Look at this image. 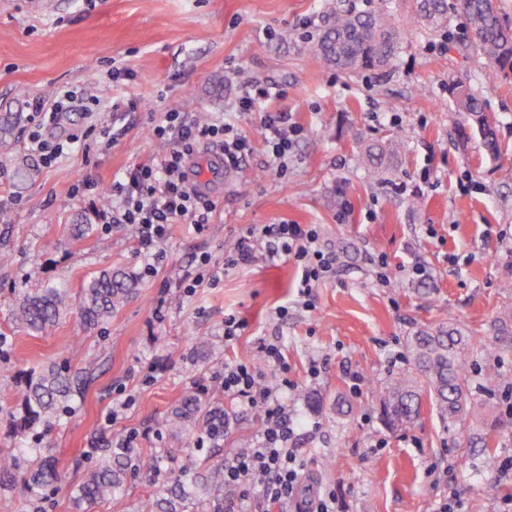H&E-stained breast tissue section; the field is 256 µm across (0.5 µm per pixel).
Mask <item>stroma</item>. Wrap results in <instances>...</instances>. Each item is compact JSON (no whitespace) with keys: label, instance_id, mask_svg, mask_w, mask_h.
<instances>
[{"label":"stroma","instance_id":"1","mask_svg":"<svg viewBox=\"0 0 512 512\" xmlns=\"http://www.w3.org/2000/svg\"><path fill=\"white\" fill-rule=\"evenodd\" d=\"M365 11L371 0H0V118H15L14 151L0 157V448L35 446V434L14 435L11 413L20 404L13 378L45 359L93 366L95 379L48 439L67 482L95 467L98 437L135 433L141 448L167 455L160 471L129 469L124 494L92 512H157L154 503L189 449L186 437L160 434L158 425L187 388L207 393L228 420L219 448L199 456L228 459L253 447L260 414L214 391L211 375L256 355L261 340L280 345L291 388L283 398L298 424L295 447L307 480L335 489L342 512H434L454 497L458 512H512L479 493L496 483L512 458V418L502 393L486 396V375L512 378V355L477 359L470 368L476 413L453 431L443 428L429 398L413 425L388 429L379 415V388L407 365L406 339L421 329L453 325L492 341L491 325L512 280V72L490 76L463 16L429 34L408 27L410 0H389L404 36L388 73H344L316 64L312 49L328 24V2ZM279 95L305 135L277 173L264 145L259 113L237 112L244 83ZM469 86L497 119L499 152L453 97ZM98 101L89 114L68 113L50 129L62 138L90 125L113 127L114 139L92 134L56 166L40 165L28 145L29 104L52 102L61 87ZM134 98L120 122L112 101ZM234 125L254 151L224 180L208 230L175 225L158 277L141 278L134 237L117 226L100 230L112 204L106 188L160 153L150 135L163 113ZM372 143L386 147L379 169L357 157ZM83 182L96 188L82 194ZM347 223H339L342 208ZM87 215L94 231L68 237ZM315 224L338 257L335 277L314 288L310 303L297 295L294 262L259 260L225 271L193 297L161 295L159 281L174 277L196 256L223 262L224 253L267 224ZM119 267L139 274L128 301L102 328L82 334L67 316L50 335L29 337L9 320L14 299L30 279L79 288L92 272ZM422 274H414V267ZM386 270L388 283L377 274ZM166 301V318L152 309ZM287 307L278 319V307ZM247 323L224 338V317ZM210 339L208 357H195V337ZM160 367L147 374L151 359ZM321 374L310 379V362ZM360 379V392L351 389ZM129 401L117 421L113 404Z\"/></svg>","mask_w":512,"mask_h":512}]
</instances>
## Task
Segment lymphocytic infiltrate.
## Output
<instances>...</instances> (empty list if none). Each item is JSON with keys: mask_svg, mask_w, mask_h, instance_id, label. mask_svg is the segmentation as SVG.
<instances>
[{"mask_svg": "<svg viewBox=\"0 0 512 512\" xmlns=\"http://www.w3.org/2000/svg\"><path fill=\"white\" fill-rule=\"evenodd\" d=\"M267 91L243 92L237 101L239 111H261L264 140L275 163L285 164L295 140L303 129L293 121L290 112L281 109H261ZM90 97L74 89L60 88L53 103L43 100L32 103L33 125L28 140L31 151L43 166L55 165L67 154L71 145L85 139V132L69 134L60 141L46 137L47 127L59 124L63 115L76 107L90 104ZM155 140L164 143L165 152L129 172L126 180L113 181L109 188L119 205L110 221L135 229L137 250L145 258L143 272L148 277L157 274L156 264L162 257L171 228L184 224L194 232H203L211 221L215 205L194 192L187 181L185 160L198 144L206 142L221 148L224 162L239 167L243 158L252 154L250 140L234 126L221 121L199 123L181 112H168L152 129ZM268 259H292L301 272L298 295L310 297L313 288L336 272L337 256L320 241L313 224H268L260 233L237 240L233 250L216 264L210 256L196 257L174 280L160 283L162 291L177 290L192 296L197 288L219 282L224 270L253 263L257 256ZM259 351L265 364L280 372L279 384H266L254 363L242 360L215 371L213 381L225 395L240 400L262 415V430L253 447L241 449L224 465V485L232 500L224 504V512H239V504L253 494H261L271 504L279 505L299 498L304 477V464L290 443L295 437L296 423L284 402L281 391L288 387V366L278 344L260 343Z\"/></svg>", "mask_w": 512, "mask_h": 512, "instance_id": "f902f5d3", "label": "lymphocytic infiltrate"}]
</instances>
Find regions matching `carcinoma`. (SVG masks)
<instances>
[{
	"mask_svg": "<svg viewBox=\"0 0 512 512\" xmlns=\"http://www.w3.org/2000/svg\"><path fill=\"white\" fill-rule=\"evenodd\" d=\"M455 13L467 19L480 54L494 70L512 69V24L504 19L496 0H412V23L424 30L436 32L448 27ZM399 41L400 32L391 21L388 0H379L369 12L334 13L331 26L316 45L313 59L345 73L381 69L396 54ZM455 101L459 109L476 118L487 149L498 151L494 120L482 111L479 98L460 86L456 88ZM12 135V120L1 122V155L13 149ZM383 157V146L371 144L361 151L358 161L369 170L381 165ZM69 231L80 240L92 233L93 225L77 215ZM137 283L135 275L124 269H101L84 280L74 303L70 289L36 278L16 298L10 320L16 331L34 337L48 334L72 313L84 328H97L127 301ZM493 332L496 349L511 352L512 303L496 317ZM408 352L410 368L393 377L382 391L385 423L395 430L408 427L419 413L422 393L427 391L443 420L448 422V430H453L457 418L475 403L467 373L475 353L473 337L451 325L421 330L408 339ZM89 382V371L57 362L26 377L21 383L20 412L14 419L17 434L22 436L36 426L48 428L57 422L71 411ZM190 427L197 428L199 434L215 432L222 441L224 412L218 406H205L200 394L188 391L161 421L159 430L179 437ZM102 452L104 462L88 470L71 488V512H90L124 490L133 449L122 452L107 447ZM170 482L167 496L156 503L159 512H187L188 504L203 498L211 504L210 512H224V463L215 464L208 457L190 452L181 466L173 470ZM62 483L63 475L51 449L26 448L17 453L0 449V486L21 485L32 505H37L44 491Z\"/></svg>",
	"mask_w": 512,
	"mask_h": 512,
	"instance_id": "1",
	"label": "carcinoma"
}]
</instances>
